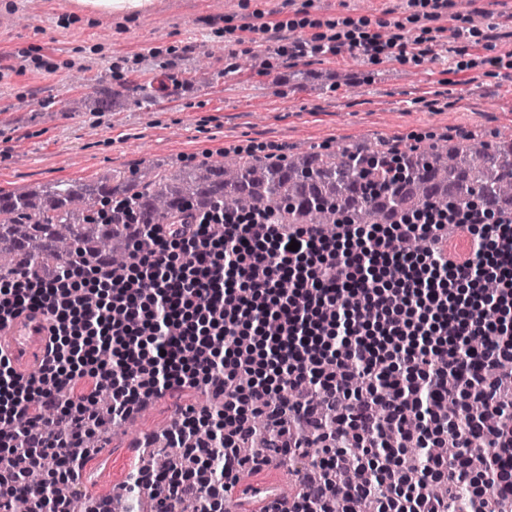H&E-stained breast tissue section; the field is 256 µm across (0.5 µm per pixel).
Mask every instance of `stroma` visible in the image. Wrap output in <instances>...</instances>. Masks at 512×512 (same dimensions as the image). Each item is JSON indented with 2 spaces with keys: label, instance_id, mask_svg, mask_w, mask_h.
Instances as JSON below:
<instances>
[{
  "label": "stroma",
  "instance_id": "35a3bbf8",
  "mask_svg": "<svg viewBox=\"0 0 512 512\" xmlns=\"http://www.w3.org/2000/svg\"><path fill=\"white\" fill-rule=\"evenodd\" d=\"M409 0H152L142 13L82 21L74 0H0V188L90 180L156 162L189 167L223 152L270 154L272 147L332 150L366 138L429 144L458 128L485 141L512 136V0H469L478 36L462 34L463 58L447 45L417 58L371 61L354 52L289 62L261 34L293 18L311 39L315 23L365 18L406 22ZM214 81L195 82L154 105L115 99L110 110L67 108L99 86L156 83L195 70L211 46ZM267 72L242 71L254 52ZM502 59L489 70L485 54ZM24 73H14L15 65ZM209 405L205 390L156 399L115 426L87 458L81 483L91 495L120 491L138 458L134 443L167 427L174 404Z\"/></svg>",
  "mask_w": 512,
  "mask_h": 512
}]
</instances>
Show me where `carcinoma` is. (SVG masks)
Instances as JSON below:
<instances>
[{
    "mask_svg": "<svg viewBox=\"0 0 512 512\" xmlns=\"http://www.w3.org/2000/svg\"><path fill=\"white\" fill-rule=\"evenodd\" d=\"M383 178L379 190L363 180ZM448 195L490 206H512V139L492 144L462 135L432 144L363 140L332 151H299L284 164L276 158L221 154L192 168L156 163L126 174L111 170L94 181L57 182L27 191L0 189V278L20 270L40 273L77 259L100 256L122 266L131 239L121 221L96 220L106 199L122 196L150 224H163L184 206L214 205L241 213L264 211L282 224H323L335 231L340 216L356 224H387L397 212L415 210ZM247 454L266 448L270 433L257 422ZM149 462L162 473L181 464L158 435ZM68 512H85L90 499L62 488Z\"/></svg>",
    "mask_w": 512,
    "mask_h": 512,
    "instance_id": "obj_1",
    "label": "carcinoma"
}]
</instances>
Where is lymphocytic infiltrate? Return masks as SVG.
I'll list each match as a JSON object with an SVG mask.
<instances>
[{"mask_svg":"<svg viewBox=\"0 0 512 512\" xmlns=\"http://www.w3.org/2000/svg\"><path fill=\"white\" fill-rule=\"evenodd\" d=\"M427 42L331 28L282 50L373 60ZM109 209L131 231L125 268L76 261L0 279V323L40 310L53 332L37 376L0 354V512L18 498L53 512L52 477L29 478L46 456L68 460L62 479L78 484L89 429L181 389L209 391L219 408L182 406L179 423L221 435L191 449L196 468L160 479L139 464L165 512L185 501L215 512L272 467L287 469L292 492L261 512H454L462 485L465 512H512L511 219L452 197L390 224L345 220L332 235L258 213L230 222L220 206L147 226L124 199ZM411 239L423 249L407 252ZM104 393L108 407L88 412ZM448 398L456 417L433 418ZM255 417L280 427L287 452L240 457ZM418 447L424 463L404 479Z\"/></svg>","mask_w":512,"mask_h":512,"instance_id":"1","label":"lymphocytic infiltrate"}]
</instances>
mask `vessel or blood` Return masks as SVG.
<instances>
[{
	"instance_id": "obj_1",
	"label": "vessel or blood",
	"mask_w": 512,
	"mask_h": 512,
	"mask_svg": "<svg viewBox=\"0 0 512 512\" xmlns=\"http://www.w3.org/2000/svg\"><path fill=\"white\" fill-rule=\"evenodd\" d=\"M46 315L26 312L0 325V348L5 349L18 373L37 374L49 345Z\"/></svg>"
}]
</instances>
